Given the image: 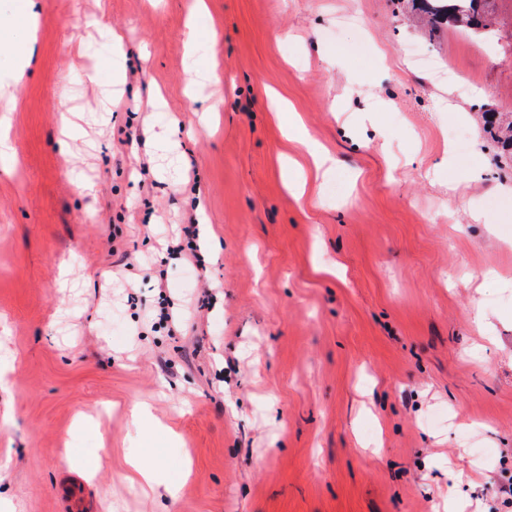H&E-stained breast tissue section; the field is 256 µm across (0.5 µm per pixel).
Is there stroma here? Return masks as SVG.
<instances>
[{
    "instance_id": "obj_1",
    "label": "stroma",
    "mask_w": 512,
    "mask_h": 512,
    "mask_svg": "<svg viewBox=\"0 0 512 512\" xmlns=\"http://www.w3.org/2000/svg\"><path fill=\"white\" fill-rule=\"evenodd\" d=\"M189 2L38 0L20 51L28 0H0V512H72L69 480L89 512H512V0L488 42L417 0ZM194 222L200 261L167 259ZM128 464L144 482L150 484L157 491L160 487H163L168 496L174 497L176 488L165 481L159 469L153 463L142 457L132 456L129 458Z\"/></svg>"
}]
</instances>
